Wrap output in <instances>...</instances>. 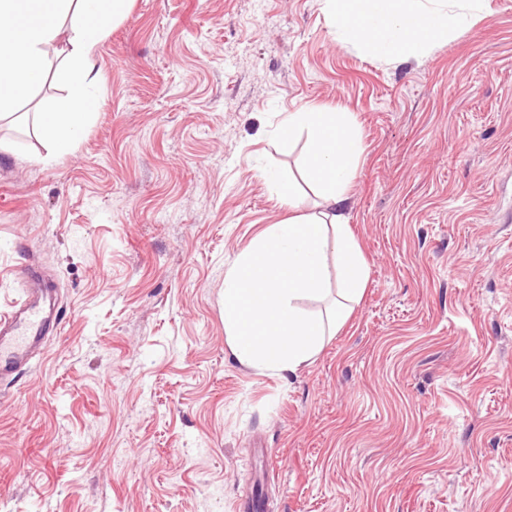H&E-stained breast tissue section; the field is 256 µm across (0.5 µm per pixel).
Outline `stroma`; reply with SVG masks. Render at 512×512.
<instances>
[{
	"label": "stroma",
	"mask_w": 512,
	"mask_h": 512,
	"mask_svg": "<svg viewBox=\"0 0 512 512\" xmlns=\"http://www.w3.org/2000/svg\"><path fill=\"white\" fill-rule=\"evenodd\" d=\"M94 60L71 153L0 124V313L34 261L66 314L0 398V512H512V0L398 63L325 0H133ZM301 107L360 130L368 281L282 375L232 358L224 277Z\"/></svg>",
	"instance_id": "35a3bbf8"
}]
</instances>
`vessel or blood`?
Wrapping results in <instances>:
<instances>
[{
    "mask_svg": "<svg viewBox=\"0 0 512 512\" xmlns=\"http://www.w3.org/2000/svg\"><path fill=\"white\" fill-rule=\"evenodd\" d=\"M23 291L9 311L0 314V383H12L45 352L46 340L61 331L63 318L48 313L45 302L53 293L36 266L21 275Z\"/></svg>",
    "mask_w": 512,
    "mask_h": 512,
    "instance_id": "1",
    "label": "vessel or blood"
}]
</instances>
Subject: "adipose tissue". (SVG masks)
Here are the masks:
<instances>
[{"instance_id": "1", "label": "adipose tissue", "mask_w": 512, "mask_h": 512, "mask_svg": "<svg viewBox=\"0 0 512 512\" xmlns=\"http://www.w3.org/2000/svg\"><path fill=\"white\" fill-rule=\"evenodd\" d=\"M130 0H0V120L40 85L47 50L65 39L56 77L68 90L30 121L48 159L72 151L92 118L99 84L94 49ZM482 0H325L339 46L389 62L417 58L466 25ZM306 138L301 180L315 187L317 210L302 206L296 182L274 171V185L288 217L268 225L237 257L224 277V327L241 365L295 373L323 344L328 328L341 327L366 287L367 264L345 217L347 189L361 150L358 127L348 113L302 108L285 113L277 138L287 145ZM337 286L327 320L307 316L298 302L320 298L328 280Z\"/></svg>"}]
</instances>
